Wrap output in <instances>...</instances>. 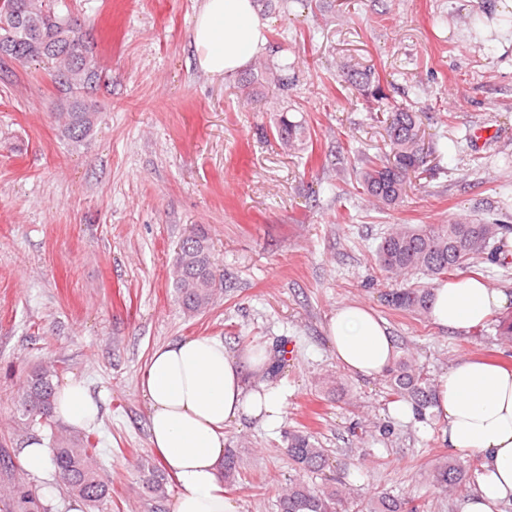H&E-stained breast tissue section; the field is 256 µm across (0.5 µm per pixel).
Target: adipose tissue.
<instances>
[{
  "mask_svg": "<svg viewBox=\"0 0 512 512\" xmlns=\"http://www.w3.org/2000/svg\"><path fill=\"white\" fill-rule=\"evenodd\" d=\"M268 22L255 0H204L190 40L198 66L214 77L234 75L267 47ZM431 317L443 329L462 331L512 305V295L474 277L441 283ZM337 363L351 375L378 378L397 358L388 326L362 305H343L325 326ZM268 349H228L213 336H186L157 348L139 374L148 403L151 447L175 479L172 512H237L221 478L231 423L282 425L286 394L267 379ZM432 413L449 455H477V486L461 512H505L512 507V367L466 357L436 381ZM54 414L73 426L95 423L100 404L82 380L57 388Z\"/></svg>",
  "mask_w": 512,
  "mask_h": 512,
  "instance_id": "1",
  "label": "adipose tissue"
}]
</instances>
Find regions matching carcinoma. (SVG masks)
<instances>
[{
  "instance_id": "obj_1",
  "label": "carcinoma",
  "mask_w": 512,
  "mask_h": 512,
  "mask_svg": "<svg viewBox=\"0 0 512 512\" xmlns=\"http://www.w3.org/2000/svg\"><path fill=\"white\" fill-rule=\"evenodd\" d=\"M10 13L0 9V42L9 45L16 63L24 65L39 58L56 63L58 84L70 95V111L62 114L61 135L73 145L82 144L93 130L97 113L88 93L101 78L97 59L84 44L81 24L70 14L57 10L58 0H7ZM274 69L280 72L277 84L288 86L286 72L288 46ZM276 133L289 148L301 147L302 124L288 115H280ZM390 152L366 161L361 171V184L368 200L394 207L407 192L409 175L425 163L426 155L419 126L413 113L404 108L391 109L387 127ZM507 232L504 224L478 218H459L446 224H397L383 237L376 251V262L390 281L383 302L402 311L420 316L431 313L432 289L411 283L413 276L440 280L464 267L471 259L500 261L505 252L500 244ZM172 288L177 301L189 315L207 310L214 302L223 275L214 262L208 234L199 227L184 237L173 260ZM56 374L55 364L47 362L33 368L17 391L16 410L31 421H50L53 414ZM389 394L395 401L409 402L425 413L433 404L434 389L415 367L411 353L400 357L387 372ZM98 438L93 432L60 435L53 440L52 463L56 476L66 491L86 503L89 512H112V477L98 462ZM286 453L298 469V477L278 499L279 512H339L342 502L339 490L330 486H311L304 474L325 467V449L305 430L288 432ZM147 491L156 501L168 496V481L159 467L142 462ZM467 466L439 459L433 466L432 481L436 487L460 493L465 489ZM239 475L236 451L225 449L224 484L237 483ZM13 512H37V495L28 485L14 484L5 494ZM404 498L378 495L364 507V512H413Z\"/></svg>"
}]
</instances>
